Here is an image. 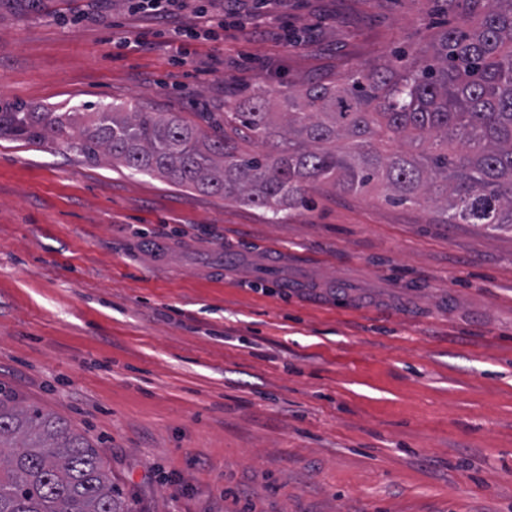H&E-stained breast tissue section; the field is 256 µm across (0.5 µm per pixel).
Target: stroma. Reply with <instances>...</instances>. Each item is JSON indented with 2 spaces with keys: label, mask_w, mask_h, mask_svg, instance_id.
Masks as SVG:
<instances>
[{
  "label": "stroma",
  "mask_w": 512,
  "mask_h": 512,
  "mask_svg": "<svg viewBox=\"0 0 512 512\" xmlns=\"http://www.w3.org/2000/svg\"><path fill=\"white\" fill-rule=\"evenodd\" d=\"M209 8L193 75L126 0H0V112L134 101L212 133L436 31L429 0ZM311 197L273 224L0 137V389L93 444L132 512H512V233Z\"/></svg>",
  "instance_id": "stroma-1"
}]
</instances>
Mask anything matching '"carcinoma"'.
Returning <instances> with one entry per match:
<instances>
[{"label":"carcinoma","mask_w":512,"mask_h":512,"mask_svg":"<svg viewBox=\"0 0 512 512\" xmlns=\"http://www.w3.org/2000/svg\"><path fill=\"white\" fill-rule=\"evenodd\" d=\"M454 14L410 58L359 64L342 81L290 90L281 120L257 93L208 136L136 103L79 112H0V135L46 140L98 164L265 209L271 220L319 184L378 188L432 204L445 224L512 231V0H432ZM261 140L268 152L246 145ZM0 512H131L97 450L61 419L0 395Z\"/></svg>","instance_id":"obj_1"}]
</instances>
